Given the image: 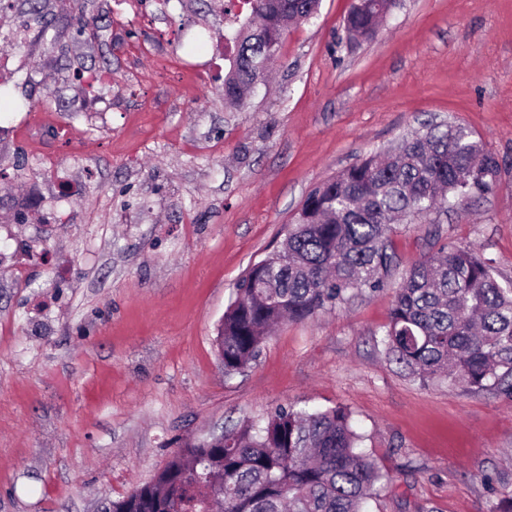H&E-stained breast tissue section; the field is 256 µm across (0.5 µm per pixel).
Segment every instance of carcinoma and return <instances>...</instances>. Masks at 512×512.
<instances>
[{"mask_svg":"<svg viewBox=\"0 0 512 512\" xmlns=\"http://www.w3.org/2000/svg\"><path fill=\"white\" fill-rule=\"evenodd\" d=\"M226 41L224 104L238 110L265 81L288 33L320 0H243ZM394 0H355L354 39L376 33ZM501 165L460 126H433L376 152L314 188L281 249L252 265L218 327L224 374L254 361L269 329L383 289L395 264V221L431 218L494 194ZM380 343L388 361L423 384L451 382L512 398V283L469 248L441 246L394 291ZM344 407L280 406L260 424L224 433V445L189 443L152 480L103 512H364L382 474L361 451Z\"/></svg>","mask_w":512,"mask_h":512,"instance_id":"carcinoma-1","label":"carcinoma"}]
</instances>
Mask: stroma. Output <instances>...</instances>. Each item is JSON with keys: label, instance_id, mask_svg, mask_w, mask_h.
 <instances>
[{"label": "stroma", "instance_id": "1", "mask_svg": "<svg viewBox=\"0 0 512 512\" xmlns=\"http://www.w3.org/2000/svg\"><path fill=\"white\" fill-rule=\"evenodd\" d=\"M351 3L291 27L234 111L216 0H46L38 22L0 0V512H101L185 444L287 404L351 411L387 476L373 512L512 497V399L420 385L376 344L402 273L440 245L512 281V0H396L358 44ZM429 124L480 138L500 189L398 225L383 290L279 325L225 374L235 286L308 193Z\"/></svg>", "mask_w": 512, "mask_h": 512}]
</instances>
